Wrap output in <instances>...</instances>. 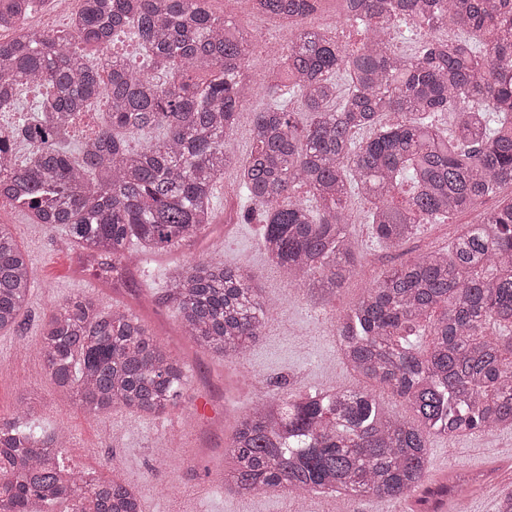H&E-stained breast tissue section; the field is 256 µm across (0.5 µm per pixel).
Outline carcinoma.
Wrapping results in <instances>:
<instances>
[{
  "mask_svg": "<svg viewBox=\"0 0 512 512\" xmlns=\"http://www.w3.org/2000/svg\"><path fill=\"white\" fill-rule=\"evenodd\" d=\"M36 2L0 0V30L21 28L0 41V112L12 113L0 127V201L64 229L104 277H125L132 249L206 234L216 184L234 163L240 194L263 208L265 257L323 307L356 269L352 193L370 205L374 238L394 249L439 216L477 213L451 254L390 269L336 317L341 355L366 385L282 393L238 418L224 449L229 489L333 486L350 500L420 492L427 503L431 437L512 428V200L477 211L512 186V0H337L343 20L367 32L355 49L308 23L319 0H257L260 15L288 21L293 37L275 57L276 90L254 113V146L240 161L230 135L256 93L249 60L259 43L209 0H83L64 35L23 27ZM398 19L421 42L407 56L390 49ZM126 26L145 50L143 69L118 56L90 62V50ZM442 27L472 37L441 39ZM201 71L208 80H196ZM25 84L49 89L27 111ZM96 98L110 104L108 124L72 159L71 125ZM448 111L459 121L447 135L435 117ZM122 130L158 136L138 149ZM404 179L412 190L398 203ZM31 288L27 257L0 224L1 331L22 330ZM161 302L191 342L222 360L243 358L274 311L244 270L203 256L168 281ZM38 344L51 381L89 415L158 416L194 401L186 364L128 309L70 297L50 309ZM383 393L412 419L385 413ZM40 413L23 401L0 419V512H142L130 484L68 469L62 431L44 429Z\"/></svg>",
  "mask_w": 512,
  "mask_h": 512,
  "instance_id": "1",
  "label": "carcinoma"
}]
</instances>
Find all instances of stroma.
Masks as SVG:
<instances>
[{
  "mask_svg": "<svg viewBox=\"0 0 512 512\" xmlns=\"http://www.w3.org/2000/svg\"><path fill=\"white\" fill-rule=\"evenodd\" d=\"M226 177L230 184L215 198L216 222L209 234L148 256L124 282L98 277L94 264L61 231L34 226L12 208L0 210V221L10 224L34 280L20 313L23 332L0 336V417H10L23 399H40L43 427L63 428L72 436L64 463L77 473L90 467L121 472L130 485L143 488L142 499L152 512H294L287 493L241 495L206 481V474L222 471V450L233 435L236 416L273 393L278 381L293 392L358 387L336 347V316L357 304L371 279L414 257L418 248L444 249L451 241L441 225L426 224L399 250H387L370 235L368 204L352 199L350 231L359 245L357 267L330 307L319 311L290 286L282 270L267 262L259 244L258 217L243 216L236 170H227ZM205 250L217 261L243 267L265 296L282 299L283 313L267 324L243 359L223 362L194 347L180 331L175 312L159 301L172 273ZM76 295L93 297L106 307L131 306L172 355L187 362L194 394L208 401L211 412L180 423L179 447H166L163 441L170 415L116 410L91 416L62 397L48 378L38 351L42 318L53 304ZM428 456L436 478L496 470L490 492H469L467 501L477 512H495L499 496L512 491V481L500 478L501 471L512 470V429L475 431L452 441L434 437Z\"/></svg>",
  "mask_w": 512,
  "mask_h": 512,
  "instance_id": "35a3bbf8",
  "label": "stroma"
}]
</instances>
